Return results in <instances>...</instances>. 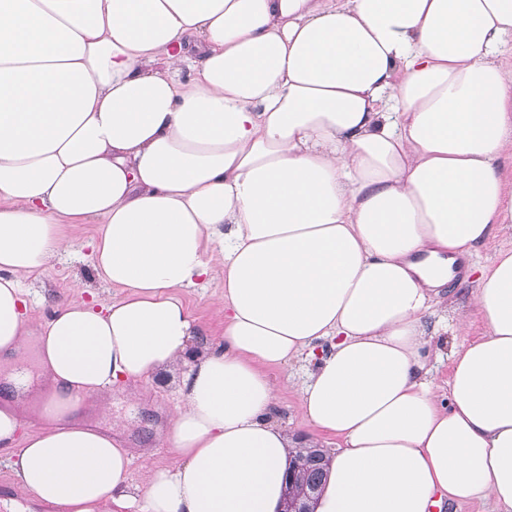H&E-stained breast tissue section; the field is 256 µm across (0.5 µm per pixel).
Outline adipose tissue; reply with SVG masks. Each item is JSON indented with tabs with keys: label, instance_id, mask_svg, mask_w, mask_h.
<instances>
[{
	"label": "adipose tissue",
	"instance_id": "obj_1",
	"mask_svg": "<svg viewBox=\"0 0 512 512\" xmlns=\"http://www.w3.org/2000/svg\"><path fill=\"white\" fill-rule=\"evenodd\" d=\"M508 56L512 0H0V354L35 344L52 389L7 380L21 488L64 512H277L316 442L277 421L267 371L307 360L301 413L338 441L316 512H512V247L476 269L481 336L438 310L512 226ZM69 224L95 225L120 294L31 327L25 283ZM216 276L224 334L200 348L179 291ZM183 363L177 463L132 484L83 408ZM512 246V229L503 234H498L495 238L490 239L483 246L479 247L473 260L479 265H487L491 262L497 250ZM464 341L463 336H453L448 330V336H436L432 340L433 349H439L441 357L436 360L435 357L429 365L431 372L427 378L437 388L438 393L442 395L448 394V380L451 373V352Z\"/></svg>",
	"mask_w": 512,
	"mask_h": 512
}]
</instances>
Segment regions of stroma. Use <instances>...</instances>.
Segmentation results:
<instances>
[{
    "mask_svg": "<svg viewBox=\"0 0 512 512\" xmlns=\"http://www.w3.org/2000/svg\"><path fill=\"white\" fill-rule=\"evenodd\" d=\"M70 250L63 254L45 274L27 280L32 303L28 314L38 322L50 315L59 301L90 300L91 296L108 298L109 292L100 286L93 266V227L79 224L69 228ZM224 291L223 279L217 278L205 286L181 289L180 295L191 310L196 324L212 340L224 334V318L216 309V301ZM308 370L307 363L268 369L267 374L278 389V418L292 435L313 437L314 432L304 421L299 409V390ZM112 414L101 418L88 414V422L104 433H111L113 420H120L124 447L133 451L130 466L133 483H141L148 471L173 467L175 457L170 448L159 446L158 436L167 430L171 414L180 404L175 385L158 387L141 382L126 387H113ZM0 512H51L49 505L31 499L19 487L12 470L5 464V452L0 449Z\"/></svg>",
    "mask_w": 512,
    "mask_h": 512,
    "instance_id": "35a3bbf8",
    "label": "stroma"
}]
</instances>
